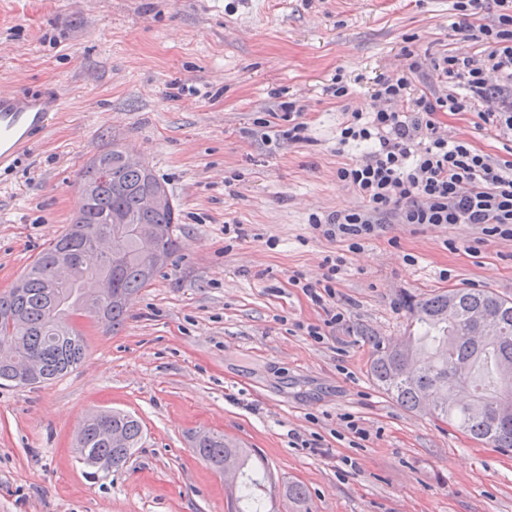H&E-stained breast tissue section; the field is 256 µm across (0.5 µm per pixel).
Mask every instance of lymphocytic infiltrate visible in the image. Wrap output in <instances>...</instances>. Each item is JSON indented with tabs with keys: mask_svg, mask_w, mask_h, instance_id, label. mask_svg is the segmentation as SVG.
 Listing matches in <instances>:
<instances>
[{
	"mask_svg": "<svg viewBox=\"0 0 512 512\" xmlns=\"http://www.w3.org/2000/svg\"><path fill=\"white\" fill-rule=\"evenodd\" d=\"M496 15L481 22L483 0H455L463 29L475 31L477 53H441L422 60L404 49L398 78L377 82L369 112L346 113L339 146H366L355 163L336 170L338 182L360 198L358 207L311 214L310 228L323 237L360 250L387 224L444 227L466 224L484 236L512 240V160L477 152L467 139L448 136L436 121L440 112H472L481 130L512 134V0H494ZM431 65L446 82L441 93L415 89L411 77ZM343 256H325L318 284L294 275L328 323L345 316L326 305L335 293Z\"/></svg>",
	"mask_w": 512,
	"mask_h": 512,
	"instance_id": "lymphocytic-infiltrate-1",
	"label": "lymphocytic infiltrate"
}]
</instances>
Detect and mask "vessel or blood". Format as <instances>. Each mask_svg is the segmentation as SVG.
Wrapping results in <instances>:
<instances>
[{
  "instance_id": "1",
  "label": "vessel or blood",
  "mask_w": 512,
  "mask_h": 512,
  "mask_svg": "<svg viewBox=\"0 0 512 512\" xmlns=\"http://www.w3.org/2000/svg\"><path fill=\"white\" fill-rule=\"evenodd\" d=\"M58 110L59 98L54 93L21 96L0 89V165L16 162L49 127Z\"/></svg>"
}]
</instances>
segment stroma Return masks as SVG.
<instances>
[{
    "mask_svg": "<svg viewBox=\"0 0 512 512\" xmlns=\"http://www.w3.org/2000/svg\"><path fill=\"white\" fill-rule=\"evenodd\" d=\"M453 0H0V85L55 89L62 108L0 167V293L79 209L80 172L112 146L137 151L180 211L173 266L132 295L116 333L72 318L87 355L52 384L0 388V512H227L230 485L195 432L254 449L311 512H512V455L400 406L369 376L372 341L408 333L406 295L482 288L512 298V242L457 224L389 225L351 252L310 214L357 206L336 170L346 107L372 108L403 47L473 53ZM350 87L332 96L336 74ZM300 106L306 140L288 139ZM443 131L495 159L506 136L470 112ZM240 225L243 239L225 235ZM345 266L323 310L293 285ZM319 326L320 337L308 334ZM119 409L146 438L89 475L72 452L88 414ZM367 430L358 439L345 414Z\"/></svg>",
    "mask_w": 512,
    "mask_h": 512,
    "instance_id": "stroma-1",
    "label": "stroma"
}]
</instances>
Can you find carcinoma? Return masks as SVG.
Returning a JSON list of instances; mask_svg holds the SVG:
<instances>
[{"label": "carcinoma", "instance_id": "1", "mask_svg": "<svg viewBox=\"0 0 512 512\" xmlns=\"http://www.w3.org/2000/svg\"><path fill=\"white\" fill-rule=\"evenodd\" d=\"M121 150L114 148L86 165L80 178V212L87 223L68 225L30 263L19 282L22 287L0 294V386L35 387L49 384L79 367L86 357L84 336L70 324V316L92 300L87 283L94 276L110 273L112 293L117 298L102 304L107 330L121 327L127 317L125 297L145 287L159 269L148 270L139 254L137 242L128 237L122 243L121 262L110 268L88 265L89 245L72 253L73 270L65 283L56 282L53 260L62 243H77L81 233L91 235L99 227L111 225L116 214L131 224H158L167 230L157 244L159 252L172 259L179 244L174 224L179 213L174 198L164 208L147 210L142 194L148 188L164 193L169 190L154 174L141 166H126L119 161ZM112 164V176H104L101 166ZM404 306L420 333L409 335L398 344L372 340L373 381L403 407L432 412L472 438L505 453L512 452V301L490 291L476 288L453 289L429 297H409ZM485 310L498 322L500 335L494 340L478 337V327L468 321L467 313ZM428 358L422 359L421 351ZM36 363L30 380H22L17 366ZM466 380L472 390L466 399L448 397L453 383ZM120 432L124 442L109 444L101 426ZM143 438L141 422L120 411H103L83 422L76 445L87 449L89 458L81 463L91 466L103 459L111 468L125 465ZM194 447L200 458L213 469L234 458L239 477L230 496L228 512H267L263 498L266 471L255 464L250 448H242L214 432H199ZM284 495L298 508L310 512L302 485L289 483Z\"/></svg>", "mask_w": 512, "mask_h": 512}]
</instances>
